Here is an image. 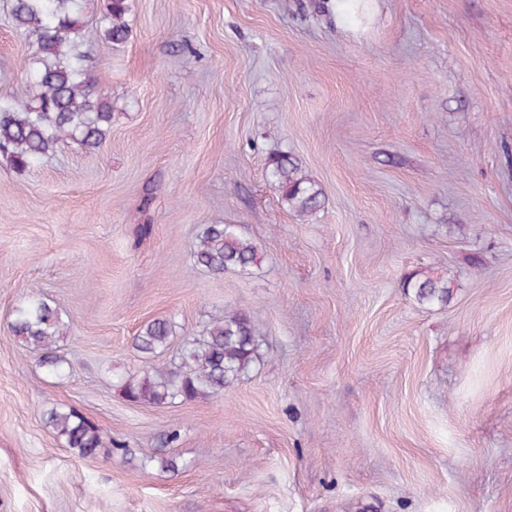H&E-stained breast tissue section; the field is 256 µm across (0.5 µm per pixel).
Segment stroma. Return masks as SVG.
Returning <instances> with one entry per match:
<instances>
[{
	"mask_svg": "<svg viewBox=\"0 0 512 512\" xmlns=\"http://www.w3.org/2000/svg\"><path fill=\"white\" fill-rule=\"evenodd\" d=\"M131 0L129 39L80 49L111 96L102 146L0 157V512H512V0ZM0 0V96L29 99L35 46ZM290 154L323 205L296 217L267 176ZM234 224L262 261L192 257ZM449 271L447 306L409 273ZM40 297L67 326L48 374L14 338ZM262 331L223 393L149 406L129 375L225 312ZM94 423L84 457L46 422ZM174 442H167L170 433ZM175 458L172 473L148 464ZM194 259L209 273L248 272L260 264L262 255L254 241L234 224H208L197 238ZM172 332V324L168 320L149 321L134 337V345L143 354H155L169 346Z\"/></svg>",
	"mask_w": 512,
	"mask_h": 512,
	"instance_id": "1",
	"label": "stroma"
}]
</instances>
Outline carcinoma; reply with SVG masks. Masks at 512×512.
Returning <instances> with one entry per match:
<instances>
[{
	"label": "carcinoma",
	"mask_w": 512,
	"mask_h": 512,
	"mask_svg": "<svg viewBox=\"0 0 512 512\" xmlns=\"http://www.w3.org/2000/svg\"><path fill=\"white\" fill-rule=\"evenodd\" d=\"M130 11V0H107L102 28L107 41L121 44L129 38ZM11 14L16 30L36 46L25 64L36 94L26 102L0 96V155L23 172L53 153L64 139L97 149L111 129L112 106L109 96L96 89L85 72L79 0H12ZM267 169L289 211L309 216L321 207L322 190L302 174L288 153L270 157ZM193 256L214 275L245 273L262 260L258 246L234 224L206 225ZM406 287L422 305L446 306L454 285L447 274L417 271L407 277ZM10 329L15 338L41 353V363L50 373L64 376L63 359L54 347L65 335V324L55 308L35 299L18 310ZM171 335V322L155 319L140 328L134 345L143 354H155L169 346ZM259 336L249 314L227 313L207 324L199 335L185 339L177 361L125 380L124 394L137 403L162 405L222 392L258 360ZM48 424L80 455L97 454L98 430L84 417L53 409Z\"/></svg>",
	"instance_id": "1"
}]
</instances>
